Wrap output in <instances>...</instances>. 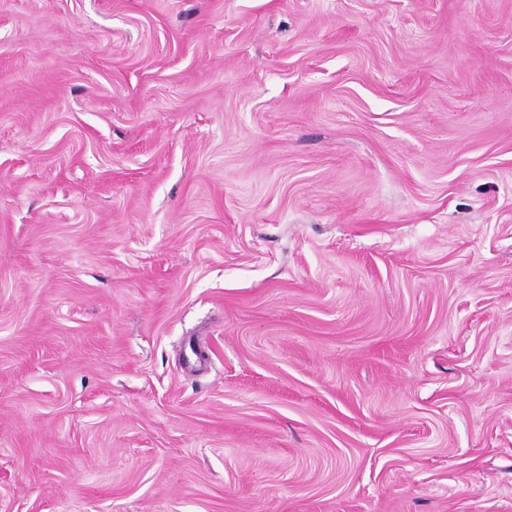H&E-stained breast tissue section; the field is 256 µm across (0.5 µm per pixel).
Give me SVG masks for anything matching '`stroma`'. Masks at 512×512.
Segmentation results:
<instances>
[{
	"label": "stroma",
	"instance_id": "1",
	"mask_svg": "<svg viewBox=\"0 0 512 512\" xmlns=\"http://www.w3.org/2000/svg\"><path fill=\"white\" fill-rule=\"evenodd\" d=\"M0 512H512V0H0Z\"/></svg>",
	"mask_w": 512,
	"mask_h": 512
}]
</instances>
